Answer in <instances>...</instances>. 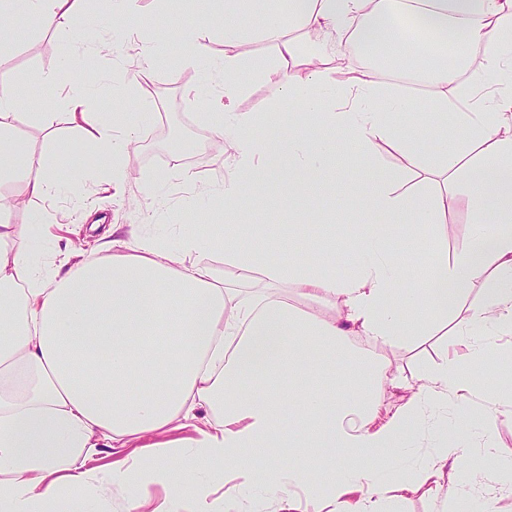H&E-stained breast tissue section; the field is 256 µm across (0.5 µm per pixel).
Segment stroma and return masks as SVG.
<instances>
[{
  "label": "stroma",
  "instance_id": "1",
  "mask_svg": "<svg viewBox=\"0 0 512 512\" xmlns=\"http://www.w3.org/2000/svg\"><path fill=\"white\" fill-rule=\"evenodd\" d=\"M207 7V0H137L134 13L118 17L113 15L108 0H87L84 25L111 39L112 52L108 55L84 47L79 30L43 31L27 18H19V44L12 54L0 59V69L10 73L21 100L49 98L56 128L63 130L68 126L66 107L61 96H48L44 83L48 75L68 69L98 77L91 93L90 110L101 120H111L113 113L137 109L138 92L128 89L119 93L115 87L136 73L139 47L145 42L158 55L147 83L155 94L169 95L174 102L165 113L159 112L157 106L148 107L145 120L139 123L138 143L127 157L133 177L121 191L107 190L106 165L101 157L64 148L57 158L62 172L84 173V181L53 199H34L25 209L10 213L9 222L21 232L18 244L37 252L46 270H55L63 261L74 268L104 255L101 233L93 228L97 221L115 225L120 238L128 237L133 230L155 234L166 224H192L200 213L208 214L213 224L236 223L237 210L224 208L217 198L199 193L201 186L216 187L223 183L230 161L211 146L212 132L201 119L202 112L208 109L205 100L189 92L190 87L202 85L209 58H223L224 37L215 30L207 32L209 56L192 65L183 63L180 48L168 38L172 18H179L185 27L193 28ZM262 24L261 16L250 17L247 25L252 35L238 48L244 62L242 78L247 84L233 104L238 112L272 111L279 96L273 83L254 73L255 64L269 62L274 55L272 46L257 35ZM346 167L351 184L360 190L370 186L372 177L394 173L398 176L393 185L396 192L435 191L433 184L408 172L404 158L387 147L380 150L373 164H364L351 156ZM463 181L459 175L449 182L447 197L438 212L447 231L440 243L452 252L467 245L473 231L474 215ZM261 195L264 223L286 228L296 219H304L308 225L304 251L314 258H332L337 269H344L346 253L340 242L352 234L355 217L330 198L312 211L301 202L289 209L282 207V188L275 182L265 185ZM39 224L49 225L52 239L29 236V229ZM385 354L412 375L439 361L440 339L425 336L415 343L386 349ZM448 423L466 435L473 450L491 447L503 457H512V413L496 415L483 434L471 432L467 417L453 411L448 414Z\"/></svg>",
  "mask_w": 512,
  "mask_h": 512
}]
</instances>
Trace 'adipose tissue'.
Segmentation results:
<instances>
[{
	"instance_id": "obj_1",
	"label": "adipose tissue",
	"mask_w": 512,
	"mask_h": 512,
	"mask_svg": "<svg viewBox=\"0 0 512 512\" xmlns=\"http://www.w3.org/2000/svg\"><path fill=\"white\" fill-rule=\"evenodd\" d=\"M83 4L0 0V56L16 46L17 15L59 30L79 21ZM258 11L261 35L276 49L262 75L296 118L322 115L333 133L308 141L288 128L279 143L261 139V123L279 124L282 114L234 111L242 62L225 55L214 64L224 93L208 97L205 118L233 171L202 195L230 208L275 178L283 207L313 206L318 188L338 178L342 151L370 164L388 146L414 173L464 169L472 241L437 252L423 281L405 287L399 254L436 223L437 201L395 193L384 177L367 192L347 186L337 196L363 219L347 239L343 275L298 252L302 224L285 235L270 224L256 239L249 212L220 235L178 225L172 246L135 233L113 239L104 257L50 277L17 246L4 215L60 191L56 162L30 150L0 161V185L11 186L0 194V512H73V491L104 485L124 491V512L149 502L153 512H403L418 493L434 512H451L475 492L490 512L483 458L465 445L441 436L419 460L406 452L416 431L443 429L447 406L483 424L492 409L474 404L465 364L499 354L500 336L512 333V0H218L205 19L234 44ZM302 29L322 43L302 48ZM348 34L370 56L365 70L340 71L328 84L314 71L295 77L298 53L328 55ZM475 45L485 50L484 72L459 81ZM413 58L423 62L435 127H455L434 157L419 129L396 119L416 102L389 76ZM62 87L79 148L106 158L109 183L123 184L136 126L122 112L97 121L85 78ZM23 106L0 72L1 148L15 142ZM282 250L288 262H271ZM216 252L232 262V281L213 266ZM476 288L480 299L467 303ZM317 300L328 301L327 312L304 310ZM444 328L451 339L440 362L405 385L382 347ZM338 372L347 391L321 386ZM403 386L405 402L386 411L387 395ZM110 449L118 459L97 466Z\"/></svg>"
}]
</instances>
